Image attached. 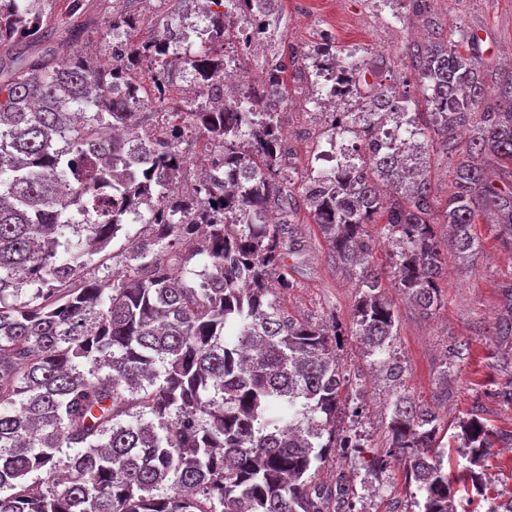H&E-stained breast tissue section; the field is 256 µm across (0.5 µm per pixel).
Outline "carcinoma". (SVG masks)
<instances>
[{"instance_id":"cac0c4a2","label":"carcinoma","mask_w":512,"mask_h":512,"mask_svg":"<svg viewBox=\"0 0 512 512\" xmlns=\"http://www.w3.org/2000/svg\"><path fill=\"white\" fill-rule=\"evenodd\" d=\"M56 0H0V512H355L353 484L312 469L346 450L336 432L346 378L339 330L299 320L269 284L292 287L285 259L303 237L291 217L309 208L332 253L358 278L353 333L386 379L397 316L373 268L366 225L384 219L388 274L421 313L441 306L445 267L435 224L458 257L479 249L473 224L493 216L512 250V69L487 82L474 53L441 29L409 49L427 112L412 136L459 156L454 191L436 209L426 170L390 153L367 123L351 168L308 176L288 193L280 111L288 65L271 58L260 86L224 95L225 20L266 32L280 0H169L153 37L126 40L102 68L72 29L66 48L47 25ZM136 28L112 15V35ZM153 66L155 97L135 73ZM180 82L188 92L166 98ZM497 93L485 105L489 89ZM391 87L374 115L408 108ZM472 128L458 150L456 130ZM223 171L191 172L197 139ZM146 231L129 234L127 226ZM126 272L103 286L85 271L119 234ZM494 326L512 354V282ZM387 447L369 468L398 460L423 512H454V480L428 406L397 393ZM476 409L460 422L466 478L484 489L494 432Z\"/></svg>"}]
</instances>
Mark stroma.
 Returning <instances> with one entry per match:
<instances>
[{
  "label": "stroma",
  "instance_id": "1",
  "mask_svg": "<svg viewBox=\"0 0 512 512\" xmlns=\"http://www.w3.org/2000/svg\"><path fill=\"white\" fill-rule=\"evenodd\" d=\"M113 0H87L84 9L69 12L68 0H59L57 17H68V27L55 30L56 42L68 38L69 27L84 30V41L98 58L112 52ZM278 19L272 21L258 50L237 54L234 40L225 52L236 55L244 81L256 85L267 61L277 54L309 51L313 41L331 33L338 56L357 55L367 68L361 76L367 92L380 87L408 91L411 111L427 106L416 85L415 71L407 49L421 42L432 26L442 27L453 46L475 51L484 65L496 69L512 62V0H430L428 11H420L415 0H282ZM479 32L474 42L461 41L460 31ZM319 85L315 80L295 79L288 87V103L280 114L283 129L292 134L289 144L288 190L301 195L310 169H323L319 154L326 147L333 116L318 107ZM306 248L288 257V277L293 286L277 290L276 299L289 315L313 323H337L344 331L338 352L348 378L346 391L359 399L360 410H342L336 421L338 432L358 435L366 452L386 445L394 388L371 369L372 356L352 334L354 306L358 299L352 271L334 260L309 210L294 214ZM481 246L475 256L448 258V272L441 281L443 302L433 314L424 316L403 298L392 280H384L387 298L398 317L392 355L404 368L403 389L439 415L444 465L450 474L464 470L465 449L459 448L457 423L474 408L494 431H512V405L497 393L512 380V364L499 360L500 344L493 326L502 312L499 286L512 280V254L499 244L490 215H480L474 226ZM462 352H454V345ZM353 479L359 512H395L396 503L409 501L412 485L404 469L392 467L366 475L359 462L341 453L327 456L317 479L332 483L339 472ZM487 496L498 503L512 502V448H491L484 464Z\"/></svg>",
  "mask_w": 512,
  "mask_h": 512
}]
</instances>
